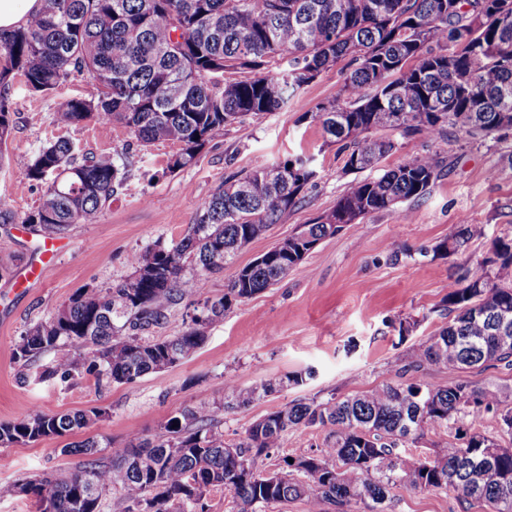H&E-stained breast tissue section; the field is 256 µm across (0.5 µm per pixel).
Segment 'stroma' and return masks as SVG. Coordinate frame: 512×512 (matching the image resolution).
Wrapping results in <instances>:
<instances>
[{
    "instance_id": "obj_1",
    "label": "stroma",
    "mask_w": 512,
    "mask_h": 512,
    "mask_svg": "<svg viewBox=\"0 0 512 512\" xmlns=\"http://www.w3.org/2000/svg\"><path fill=\"white\" fill-rule=\"evenodd\" d=\"M340 68L319 75L299 90L294 104L278 112L247 118L225 128L198 162L170 174L165 170L174 146L141 149L128 179L109 208L88 224L75 225L64 236L67 251L46 276L28 291L13 288L26 268L38 261L34 233L18 236V221L34 209L43 194L16 165L18 156L34 152L47 140L73 139L94 155L122 153L130 137L120 124L92 121L63 128L53 121L59 105L72 98H92L97 87L82 77L70 78L49 93L30 90L24 78L9 83L16 109L13 128L0 160V422L39 410L74 412L93 407L102 417L82 430L26 445L0 447V485L47 471L69 473L80 458L62 448L88 437L126 442L130 433L156 438L163 425L187 406L209 401L222 406L226 441L241 439L254 420L287 403L323 402L381 384L387 371L407 363L410 354L448 321V283L464 262H476L493 239L512 237V129L485 144L463 138L431 141L420 136L398 138V148L382 168L396 166L410 154L443 152L447 171L422 200L375 212L358 226H344L319 242L304 262L274 288L235 304L223 321L213 324L204 346L175 367L151 372L130 383H96L84 373L68 381L50 380L18 386L13 350L34 323L49 317L78 289L106 288L129 275L130 256L161 240L181 239L197 207L223 184L225 177L253 168L257 161H282L314 155L318 176L301 201L280 223L241 252L234 267L212 274L206 296H223L235 267L243 266L287 237L298 225L332 211L339 198L363 173L344 168L345 155L326 145L310 110L336 97ZM479 224L481 238L466 251L432 258L431 246L460 224ZM409 321L413 330L400 334ZM314 369L299 386L288 376ZM239 388L272 382L273 392L245 407H231L225 385ZM386 512H483L461 504L453 493L413 492L401 486L388 493Z\"/></svg>"
}]
</instances>
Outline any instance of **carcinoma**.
<instances>
[{
  "label": "carcinoma",
  "instance_id": "1",
  "mask_svg": "<svg viewBox=\"0 0 512 512\" xmlns=\"http://www.w3.org/2000/svg\"><path fill=\"white\" fill-rule=\"evenodd\" d=\"M341 61L336 98L311 116L326 142L340 145L350 171L373 170L397 149L380 131L439 141L452 130L481 141L512 128V0H43L24 25L0 31V146L15 114L11 76L39 93L85 76L97 96L62 103L56 122L115 121L140 146L172 144L177 151L166 169L174 173L195 164L224 128L282 110ZM313 162L298 154L226 178L200 203L182 239L133 253L130 275L109 288L77 290L30 327L13 352L17 383L65 381L81 369L99 382L128 383L182 363L233 305L277 284L342 225L423 199L446 167L437 151L415 153L357 182L333 211L239 268L224 296L198 301L179 334L142 338L299 203L317 176ZM129 165L127 156H90L69 139L45 142L21 161L22 174L44 186L21 223L59 237L93 222L112 204ZM482 236V227L463 224L432 247L433 256L455 255ZM446 301L448 325L370 391L293 401L253 421L236 444L224 439L223 407L199 402L154 440L133 434L121 447L106 444L108 457L98 456L93 437L66 445L61 453L84 457L78 470L26 477L0 495L32 497L39 512H104L114 489L124 512H208L214 490L229 492L236 512L297 500L306 512H324L327 504L385 512L389 489L399 484L512 512V402L467 379L436 387L424 379L432 365L512 366V349L498 339L499 312H512V237L494 239L486 256L450 281ZM49 353L53 359L38 364ZM226 386L239 406L274 391L271 383L244 391L230 377ZM481 414L497 418L500 436L467 424ZM100 415L97 408L34 411L0 422V445L62 437ZM313 427L330 429L323 448L268 468L286 433ZM426 436L428 452L398 448Z\"/></svg>",
  "mask_w": 512,
  "mask_h": 512
}]
</instances>
